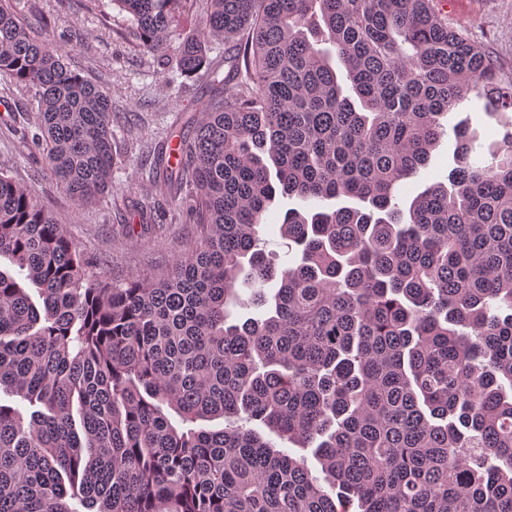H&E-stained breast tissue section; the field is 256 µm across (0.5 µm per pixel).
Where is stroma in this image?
<instances>
[{
  "label": "stroma",
  "mask_w": 512,
  "mask_h": 512,
  "mask_svg": "<svg viewBox=\"0 0 512 512\" xmlns=\"http://www.w3.org/2000/svg\"><path fill=\"white\" fill-rule=\"evenodd\" d=\"M14 2L31 36L61 46L74 71L110 93L116 165L111 190L92 202L79 204L63 192L21 135L33 120L34 88L0 77V170L38 197L101 273L117 282L161 275L182 254L194 226L180 198L154 182L145 159L163 145L173 122L198 111L209 85L172 73L166 66L170 51H145L129 14L113 0L102 8L93 0ZM448 25L467 31L497 57L502 75L512 78V0H457ZM448 122L465 127L476 157L489 160L497 119L484 111L482 100L469 95ZM454 148L453 136L441 139L427 167L402 185L401 208L426 185L446 181L456 165ZM146 212L151 222H143ZM126 224L135 239L123 236Z\"/></svg>",
  "instance_id": "obj_1"
}]
</instances>
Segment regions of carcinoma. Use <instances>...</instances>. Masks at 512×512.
I'll return each mask as SVG.
<instances>
[{
  "label": "carcinoma",
  "mask_w": 512,
  "mask_h": 512,
  "mask_svg": "<svg viewBox=\"0 0 512 512\" xmlns=\"http://www.w3.org/2000/svg\"><path fill=\"white\" fill-rule=\"evenodd\" d=\"M113 2L212 86L152 168L194 238L117 284L0 171V392L31 409L0 399V512H512V123L489 163L457 127L448 182L395 203L469 93L512 111L497 59L440 0H207L188 35L193 0ZM0 75L37 89L23 138L62 188L111 187V94L10 0ZM279 195L306 204L288 266ZM302 206L303 203L295 197L288 198L279 195L264 215L263 236L267 240V250L276 252L281 261L288 259V241L279 235L277 224H281L289 208H301Z\"/></svg>",
  "instance_id": "carcinoma-1"
}]
</instances>
